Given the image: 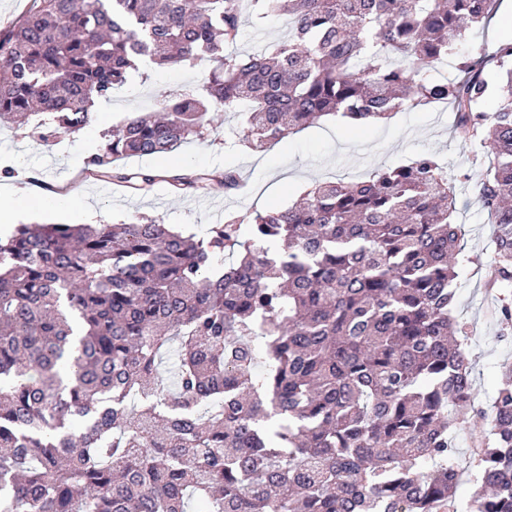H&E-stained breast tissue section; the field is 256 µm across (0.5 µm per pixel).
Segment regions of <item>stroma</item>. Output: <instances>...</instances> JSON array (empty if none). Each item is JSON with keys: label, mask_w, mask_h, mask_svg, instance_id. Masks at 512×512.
<instances>
[{"label": "stroma", "mask_w": 512, "mask_h": 512, "mask_svg": "<svg viewBox=\"0 0 512 512\" xmlns=\"http://www.w3.org/2000/svg\"><path fill=\"white\" fill-rule=\"evenodd\" d=\"M208 71L207 65L199 64L133 75L128 84L113 91L109 107L96 108L91 126L50 145L1 129L0 162L23 158L30 178L38 180L34 186L30 179L19 181V188L27 190L35 201L17 213L15 224H118L140 213L162 217L164 223L199 236L211 225L223 223L225 212L230 210L249 213L288 207L297 199V184L363 179L373 171L406 164L422 155L436 156L454 182V219L462 230L454 281L455 314L467 331L475 406L489 409L501 382V365L512 361V342L496 339L501 325L491 313L495 301L485 288L493 261L494 226L475 194L479 168L472 163L474 148L453 133L454 112L434 107L404 110L389 122L358 130L349 128L342 117H328L259 152L225 145L224 131L236 119L218 113L208 136L189 140L162 159L182 171L236 168L248 185L244 194L199 197L175 192L164 181L147 193L118 192L112 183L86 176L85 153L102 152L105 131L132 113L154 111L169 94L197 89ZM162 160L155 156L131 157L125 164L153 170ZM49 192L74 195L82 205L70 211L40 206L39 197Z\"/></svg>", "instance_id": "stroma-1"}]
</instances>
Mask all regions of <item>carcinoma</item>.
Returning a JSON list of instances; mask_svg holds the SVG:
<instances>
[{"label": "carcinoma", "instance_id": "obj_1", "mask_svg": "<svg viewBox=\"0 0 512 512\" xmlns=\"http://www.w3.org/2000/svg\"><path fill=\"white\" fill-rule=\"evenodd\" d=\"M496 2L38 0L0 29V129L53 142L131 72L207 58L201 88L127 119L87 172L212 194L240 191L237 171L115 162L176 151L211 112L262 148L325 116L362 126L446 103L487 155L489 286L507 288L512 41L467 45ZM247 9L287 15L288 37L236 53ZM448 57L459 74L431 79ZM455 213L448 170L423 155L283 210L226 212L200 237L145 214L19 225L0 239V512H458L448 459L475 393ZM483 419L467 512H512V364Z\"/></svg>", "mask_w": 512, "mask_h": 512}]
</instances>
